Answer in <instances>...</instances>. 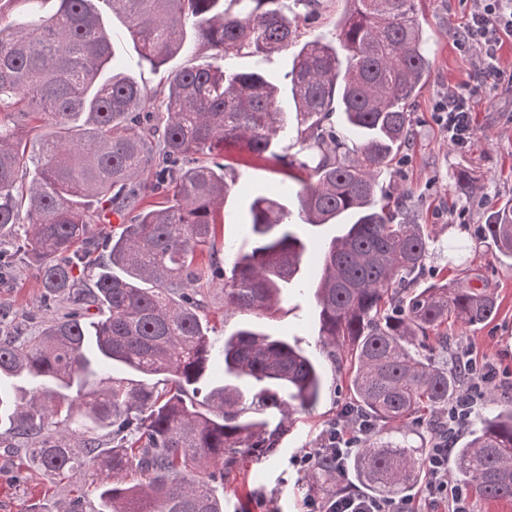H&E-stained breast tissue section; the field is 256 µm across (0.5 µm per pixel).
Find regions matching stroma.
Here are the masks:
<instances>
[{
	"instance_id": "obj_1",
	"label": "stroma",
	"mask_w": 512,
	"mask_h": 512,
	"mask_svg": "<svg viewBox=\"0 0 512 512\" xmlns=\"http://www.w3.org/2000/svg\"><path fill=\"white\" fill-rule=\"evenodd\" d=\"M419 8L431 67L411 113L413 146L381 181L384 186L411 191L406 208L433 231L436 244L427 261L426 280L444 272L458 278L466 270L486 277L497 297L496 316L475 328H452L450 336L455 346L472 349L496 367L495 393H512V267L496 261L475 239L486 211L512 199V87L490 84L478 91L482 78L474 57L460 53L454 44V33L463 29L473 0H420ZM468 85L476 89L471 98L474 135L468 145L457 146L438 123L434 106L443 95ZM224 154L235 185L224 202L221 234L234 253L250 247L243 221L251 200L260 194L280 196L282 176L272 161L236 146H227ZM464 173L475 179L477 190L472 198L458 199L454 186ZM459 238L469 240L471 247L460 259L449 260L447 247ZM299 276L307 281V288L289 289L285 303L264 313H225L220 283L208 288L206 314L216 345H223L225 336L242 324L252 323L315 357L324 373L318 405L292 416L277 448L241 456L224 481V512H300L306 496L320 498L325 490L355 484L352 478L340 477L321 488L290 463L300 449L316 447L320 434L339 419L347 400L348 365L319 343L318 308L309 287L315 273L305 265ZM43 305L41 290L28 268H19L12 281L0 285V322L11 324L15 331L34 329ZM79 493L84 494L89 512H98L99 499L90 476L77 472L62 481L52 480L31 473L23 457L0 454V512H60Z\"/></svg>"
}]
</instances>
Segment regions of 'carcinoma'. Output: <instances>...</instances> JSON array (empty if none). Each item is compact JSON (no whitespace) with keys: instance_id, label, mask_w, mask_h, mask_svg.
Instances as JSON below:
<instances>
[{"instance_id":"1","label":"carcinoma","mask_w":512,"mask_h":512,"mask_svg":"<svg viewBox=\"0 0 512 512\" xmlns=\"http://www.w3.org/2000/svg\"><path fill=\"white\" fill-rule=\"evenodd\" d=\"M345 2L335 39L300 45L325 0H0V237L15 245L0 281L26 265L45 300L37 329L0 332V423L29 470L95 476L97 512H224L215 483L241 449L277 447L287 412L317 405L319 363L248 324L215 349L198 299L221 274L225 310L271 311L282 289L306 287L296 276L311 258L322 346L350 357L349 405L373 422L348 470L375 496L423 481L426 434L464 385L435 352L448 323L489 321L496 298L458 278L419 283L434 239L380 182L430 68L416 0ZM104 10L124 20L136 62L117 56ZM189 28L221 62L172 70L159 91L131 74L193 52ZM290 48L284 89L234 66ZM229 143L277 160L296 210L255 197L251 248L223 268ZM106 211L125 227L99 240ZM302 224L346 231L312 243ZM481 232L512 261V203L490 208ZM89 262L92 277L75 274ZM216 365L233 381L204 392ZM487 401L450 452L472 512L512 500V399ZM127 471L139 481L117 479Z\"/></svg>"}]
</instances>
